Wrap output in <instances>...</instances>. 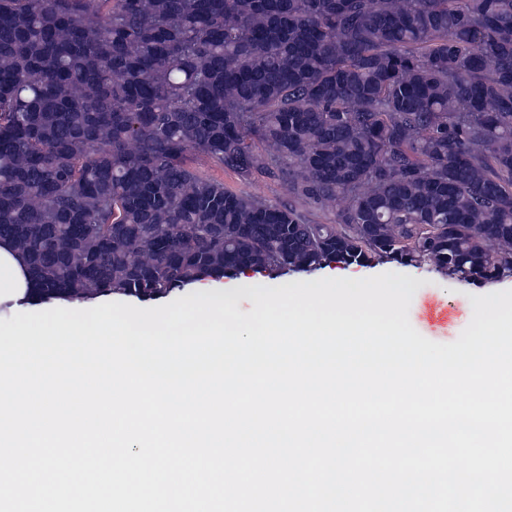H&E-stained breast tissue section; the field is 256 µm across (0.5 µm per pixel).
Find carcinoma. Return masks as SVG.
<instances>
[{"mask_svg":"<svg viewBox=\"0 0 512 512\" xmlns=\"http://www.w3.org/2000/svg\"><path fill=\"white\" fill-rule=\"evenodd\" d=\"M0 238L40 300L511 277L512 0H0ZM196 166L199 170L221 180H224V185L232 189H243L247 192L257 194L267 199L272 203H284L288 205V197L282 192L280 184L268 178H260L248 186H244L237 182V180L225 170L214 166L209 160L205 158H198Z\"/></svg>","mask_w":512,"mask_h":512,"instance_id":"cac0c4a2","label":"carcinoma"}]
</instances>
